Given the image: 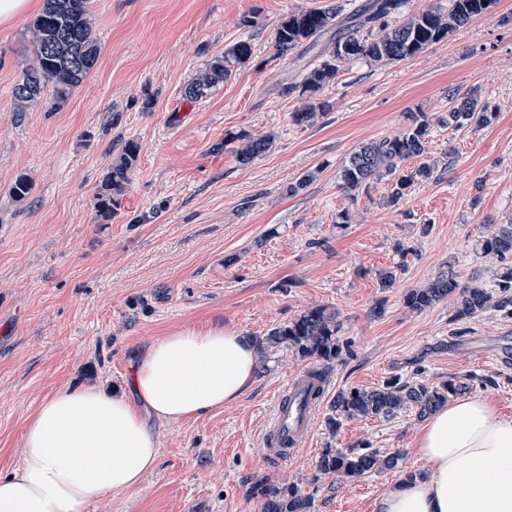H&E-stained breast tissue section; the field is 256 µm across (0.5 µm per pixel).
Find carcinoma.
<instances>
[{"mask_svg":"<svg viewBox=\"0 0 512 512\" xmlns=\"http://www.w3.org/2000/svg\"><path fill=\"white\" fill-rule=\"evenodd\" d=\"M405 0H371L368 11L354 18L350 25H339L338 7L292 13L276 29L274 47L276 56L284 57L301 43L316 45L326 33L336 30L333 46L319 64L304 76L301 86L305 93L316 94L333 81L344 64L364 59L371 64L412 58L448 37L457 28L466 25L472 17L491 10L497 0H448L441 5L411 14L397 24L390 19L399 13ZM89 0H45L41 13L32 22L34 54L32 62L24 63L13 85L12 96L16 111L25 112L52 87L54 99L61 105L68 94L78 87L96 67L100 46L92 36ZM251 56V47L238 42L217 57L184 90V96L196 100L205 91L224 82L232 67L243 64ZM454 106L448 111V126L487 125L495 113L479 105L468 94L450 95ZM324 105L310 104L293 113L295 123L309 124L318 118ZM409 125L400 134L363 144L348 158L340 179L346 188H367L374 181L387 179L391 188L388 203L398 204L414 183L427 181L435 173V166L424 164L409 173L400 164L410 158L421 157L428 151L431 120L424 112L412 113ZM239 145L236 156L243 165L266 153L272 146L267 137L247 135L236 137ZM140 151L139 144H125L119 160L112 165L107 185L118 193L128 181V172L134 166ZM484 254H493L505 261L498 276V291L478 284H460L453 273L441 274L426 287L406 294L405 304L412 311H423L434 303L453 296L456 298V316L474 317L494 307L512 315V223L501 224L480 241ZM342 324L336 313L326 306H315L295 319L273 328L257 338L259 357L265 358L276 348H286L302 358H314L330 365L341 353ZM468 384L454 379L440 385L413 384L402 387L388 385L371 390L341 392L336 396L334 409L342 418L377 417L392 415L410 407L421 418L429 416L448 396L457 395ZM400 454L381 455L363 448L342 451L325 448L316 462L313 480L334 473L347 479H356L367 473L393 469ZM250 495L263 500V512H311L312 500L295 484H274L266 479L256 481Z\"/></svg>","mask_w":512,"mask_h":512,"instance_id":"obj_1","label":"carcinoma"}]
</instances>
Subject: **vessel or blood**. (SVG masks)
Here are the masks:
<instances>
[{"label": "vessel or blood", "mask_w": 512, "mask_h": 512, "mask_svg": "<svg viewBox=\"0 0 512 512\" xmlns=\"http://www.w3.org/2000/svg\"><path fill=\"white\" fill-rule=\"evenodd\" d=\"M324 385L317 370L308 369L290 377L275 393L263 434L271 458L284 461L308 446L311 417L320 402L315 391Z\"/></svg>", "instance_id": "b4317fda"}]
</instances>
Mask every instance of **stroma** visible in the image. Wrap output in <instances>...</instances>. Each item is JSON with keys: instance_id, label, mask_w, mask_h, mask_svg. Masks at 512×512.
I'll return each instance as SVG.
<instances>
[{"instance_id": "35a3bbf8", "label": "stroma", "mask_w": 512, "mask_h": 512, "mask_svg": "<svg viewBox=\"0 0 512 512\" xmlns=\"http://www.w3.org/2000/svg\"><path fill=\"white\" fill-rule=\"evenodd\" d=\"M366 0H90L97 67L61 108L52 93L27 112L12 87L33 57V13L0 26V476L21 462L27 423L48 397L82 383L121 387L144 346L182 328L265 335L310 307L334 310L342 356L313 416L310 444L288 462L267 459L263 430L275 392L316 360L282 349L258 367L239 401L178 424L152 421L156 468L134 489L84 512H262L260 478L294 482L312 512H374L405 472H425L412 447L415 412L348 419L330 431L339 392L394 382H467L512 416V316L457 319L451 300L423 311L405 295L453 273L493 287L501 263L481 253L488 225L512 222V0L474 17L417 56L344 66L313 100L312 125L294 112L299 84L332 43L276 56L289 14ZM251 57L203 97L183 94L225 49ZM496 117L484 126L432 124L435 165L399 205L388 182L344 188L359 146L397 135L412 112L447 115L451 90ZM269 135L243 165L237 135ZM140 146L121 193L106 177L126 141ZM31 191L12 195L19 176ZM298 193L288 188L300 178ZM396 275L381 288L378 275ZM400 451L398 468L345 482L315 478L323 448Z\"/></svg>"}]
</instances>
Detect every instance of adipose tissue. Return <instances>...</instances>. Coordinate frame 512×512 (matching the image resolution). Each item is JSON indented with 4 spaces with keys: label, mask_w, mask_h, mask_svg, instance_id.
<instances>
[{
    "label": "adipose tissue",
    "mask_w": 512,
    "mask_h": 512,
    "mask_svg": "<svg viewBox=\"0 0 512 512\" xmlns=\"http://www.w3.org/2000/svg\"><path fill=\"white\" fill-rule=\"evenodd\" d=\"M257 372L252 337L182 328L148 345L129 392H57L26 426L21 466L0 477V512H81L137 486L160 453L145 413L172 424L204 415L241 399ZM414 453L427 473L394 482L376 512H512V418L499 416L490 398L441 406Z\"/></svg>",
    "instance_id": "ef3b65f1"
}]
</instances>
